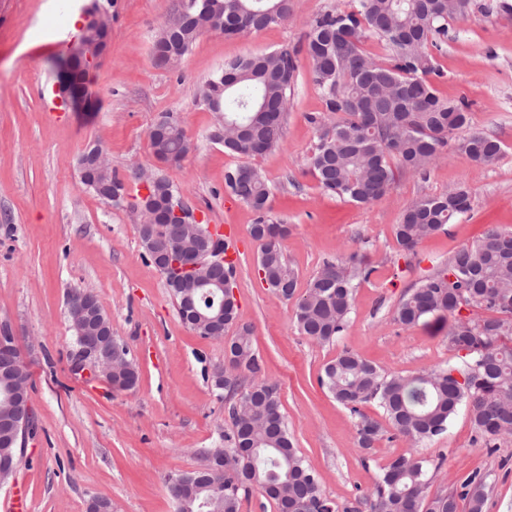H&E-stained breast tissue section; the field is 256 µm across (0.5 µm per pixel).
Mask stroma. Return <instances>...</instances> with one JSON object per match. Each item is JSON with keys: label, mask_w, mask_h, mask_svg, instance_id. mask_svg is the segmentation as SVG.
I'll return each mask as SVG.
<instances>
[{"label": "stroma", "mask_w": 512, "mask_h": 512, "mask_svg": "<svg viewBox=\"0 0 512 512\" xmlns=\"http://www.w3.org/2000/svg\"><path fill=\"white\" fill-rule=\"evenodd\" d=\"M84 2L0 0V323L11 325L31 373L34 414L23 461L0 483V512H10L20 487L31 512H87L95 497L109 499L112 512H175L168 476L200 468L203 449L224 445L230 421L210 380L224 363L223 342L181 321L128 208L101 200L78 172L84 148L101 142L136 194L133 168L156 164L149 128L170 111L192 147L180 165L162 172L207 224L237 242L230 256L239 322L251 327L265 377L279 388L294 446L328 497L342 503L362 496L391 458L411 449L400 437L360 448L354 418L318 378L345 349L398 374L456 362L446 327H403L394 312L410 288L444 269L487 225L512 231V0H472L466 14L449 21L447 47L436 58L445 73L440 96L469 102L471 130L501 141L500 160L483 166L448 152L427 174L399 172L390 192L366 205L323 193L308 169L318 131L307 117L324 105L307 55L299 57L278 144L253 160L212 140L214 115L197 100L199 86L227 62L301 46L315 17L352 0H294L280 25L243 36L203 34L171 68L157 67L152 53L177 0H113L112 38L89 75L96 110L45 111L57 84L55 44L67 38ZM248 161L272 190L273 220L288 227L284 253L298 290L327 259L352 257L376 268L370 280L358 281L347 328L333 344L301 335L294 301L267 288L255 271L259 245L249 233L255 214L224 181ZM460 183L470 191V210L413 251H398L393 229L407 203ZM76 290L97 295L113 335L139 367L135 389L116 391L103 379L71 373L67 300ZM419 452L443 461L429 496L448 493L477 470L487 477L484 512H512V437L486 448L462 408Z\"/></svg>", "instance_id": "1"}]
</instances>
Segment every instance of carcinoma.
Listing matches in <instances>:
<instances>
[{
    "instance_id": "obj_1",
    "label": "carcinoma",
    "mask_w": 512,
    "mask_h": 512,
    "mask_svg": "<svg viewBox=\"0 0 512 512\" xmlns=\"http://www.w3.org/2000/svg\"><path fill=\"white\" fill-rule=\"evenodd\" d=\"M469 6L470 0H358L350 10L314 19L304 47L325 111L308 117L319 131L308 168L324 192L357 204L371 203L392 188L396 172L424 173L450 148L481 165L499 160L498 139L479 131L463 133L469 103L443 98L435 87L445 73L435 65L433 52L442 51L448 40V19L465 14ZM101 9L100 0H93L85 10L92 18L83 37L87 52L106 45L109 25L99 21ZM292 12L293 0H179L155 36L154 63L168 68L188 54L202 35L193 16H220L224 34L236 36L279 25ZM371 35L383 44L385 57L364 47ZM299 53L281 48L240 57L205 81L198 102L241 126L236 131L217 122L211 138L244 157L272 149L282 134ZM55 66L61 93L92 106L80 56L69 51ZM149 142L153 155L165 163L180 162L191 149L173 112L155 122ZM150 181L157 202L179 200L177 186L160 172L150 171ZM83 185L111 204L115 196L125 194L124 182L110 164ZM225 185L255 212L250 235L260 243L258 267L269 286L286 299L296 298L300 334L319 344L335 342L347 326L355 279L369 280L375 268L357 265L352 258L325 260L304 292L297 294V274L282 246L285 232L269 216L272 191L266 180L243 165L225 175ZM469 210L463 184L439 196L415 199L395 227L396 242L410 251ZM138 233L147 251L154 240L206 247L183 223L166 217ZM229 276H234L232 263L205 269V288L176 287L169 281L166 285L178 307L190 306L204 325L220 316L227 330L239 319L238 305L219 290ZM465 308L485 315L463 317ZM447 315L452 317L448 348L460 353L457 363L403 375L344 350L324 368L319 383L357 418L360 447L372 448L385 435V428L360 409L369 402L383 410L395 434L415 444L445 433L462 406L486 440L512 435V231L487 225L481 239L461 247L444 270L408 290L395 310V320L405 327ZM221 383L231 423L224 434L223 472L185 473L183 487L174 485L177 476L169 477L167 490L176 512H241L253 486L277 508L288 500L289 512H358V506L340 504L323 493L317 473L294 447L278 387L264 377V361L253 347L248 326L239 328L225 345ZM22 401L16 361L0 356V433ZM432 467L439 465L423 457H395L382 468L372 496L363 504L368 512H457V498L463 497L469 512H483L485 476L472 474L460 489L429 499Z\"/></svg>"
}]
</instances>
